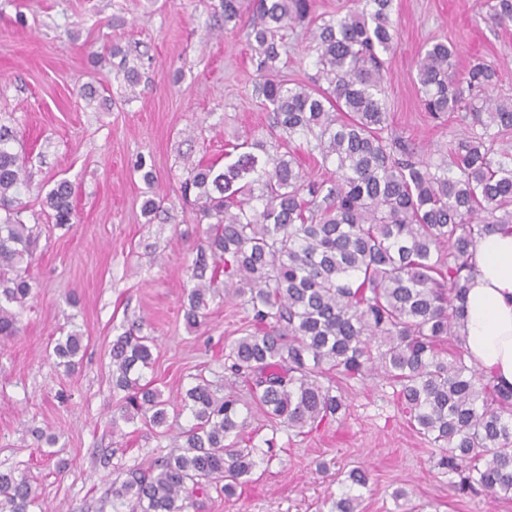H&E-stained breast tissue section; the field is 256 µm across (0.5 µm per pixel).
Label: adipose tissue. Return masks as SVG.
Here are the masks:
<instances>
[{
	"label": "adipose tissue",
	"mask_w": 512,
	"mask_h": 512,
	"mask_svg": "<svg viewBox=\"0 0 512 512\" xmlns=\"http://www.w3.org/2000/svg\"><path fill=\"white\" fill-rule=\"evenodd\" d=\"M466 293L465 348L476 369L512 385V233L483 239L471 256Z\"/></svg>",
	"instance_id": "adipose-tissue-1"
}]
</instances>
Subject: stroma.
Here are the masks:
<instances>
[{
	"label": "stroma",
	"mask_w": 512,
	"mask_h": 512,
	"mask_svg": "<svg viewBox=\"0 0 512 512\" xmlns=\"http://www.w3.org/2000/svg\"><path fill=\"white\" fill-rule=\"evenodd\" d=\"M495 0H393L396 47L385 57V136L438 160L469 129L459 113L426 112L413 80L423 50L442 41L457 73L483 62L495 92L512 98V26L491 18ZM351 0H313L309 22L287 33L278 78L312 83V23ZM141 80L125 87L124 67ZM264 77L245 27L228 28L220 0H0V125L31 174L21 199L35 242L36 286L19 313V332L0 340V472L26 476L44 512H129L115 495L131 471L181 445L193 420L180 396L198 378L224 387V347L251 313L240 301L210 303L196 328L184 319L183 285L202 234L180 194L186 160L223 163L226 144L268 139L272 114L254 94ZM97 90L95 99L83 95ZM157 175L165 209L146 219V186L133 168ZM73 189L75 218L58 226L41 211L60 180ZM153 337L152 375L167 400L169 424L113 423V339L131 327ZM84 337L73 370L58 367L55 339ZM346 408L327 430L299 434L255 419L276 456L233 497L211 492L188 512H329L348 472L372 479L361 512H512V501L461 494L438 469L439 451L401 418L379 375L333 378ZM55 436L46 445L45 436ZM406 489L407 499L394 493Z\"/></svg>",
	"instance_id": "1"
}]
</instances>
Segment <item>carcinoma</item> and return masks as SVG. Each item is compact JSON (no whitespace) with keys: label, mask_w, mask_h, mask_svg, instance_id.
I'll list each match as a JSON object with an SVG mask.
<instances>
[{"label":"carcinoma","mask_w":512,"mask_h":512,"mask_svg":"<svg viewBox=\"0 0 512 512\" xmlns=\"http://www.w3.org/2000/svg\"><path fill=\"white\" fill-rule=\"evenodd\" d=\"M224 25L246 22L257 66L274 68L287 31L312 13V0H221ZM392 0H355L345 14L313 32L317 83L289 85L266 78L255 95L274 115L277 151L247 136L235 161L219 168L185 166L181 189L194 197L198 223H207L184 288L190 326L204 318L208 299L241 298L252 317L228 347L233 380L218 396L201 378L184 398L194 424L184 442L115 491L131 512H186L221 484L224 495L272 461L274 441L260 448L247 432L254 411L300 433L336 420L343 396L320 378L334 372L362 380L384 375L407 426L442 450L438 467L456 475L454 487L512 500V386L496 384L465 362L462 330L473 249L486 235L512 228V154L492 148L495 132L512 129V98L494 95L495 73L470 66L466 87L453 79V50L434 43L414 76L425 109L466 112L470 131L439 161L383 135L387 122L383 55L395 46ZM492 19L512 25V0H497ZM326 86H321L320 82ZM0 126V339L18 333L13 306L32 292L33 227L19 198L31 176L7 147ZM332 164L313 179L283 150L294 139ZM148 192L143 213L163 208L156 176L137 166ZM57 225L72 223L70 184H56L43 201ZM153 338L129 329L112 341V387L124 393L118 421L142 416L160 427L167 401L147 380ZM71 333L53 347L70 370L84 351ZM362 467L348 472L331 512H360ZM29 483L0 473V512H32Z\"/></svg>","instance_id":"cac0c4a2"}]
</instances>
